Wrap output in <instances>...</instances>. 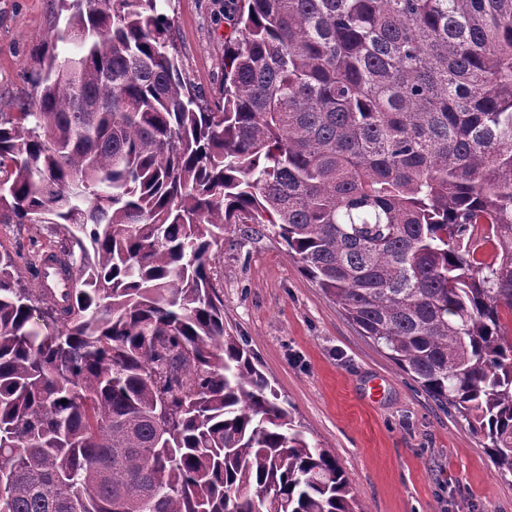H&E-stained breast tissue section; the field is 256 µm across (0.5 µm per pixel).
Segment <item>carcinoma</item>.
Returning a JSON list of instances; mask_svg holds the SVG:
<instances>
[{
  "instance_id": "cac0c4a2",
  "label": "carcinoma",
  "mask_w": 512,
  "mask_h": 512,
  "mask_svg": "<svg viewBox=\"0 0 512 512\" xmlns=\"http://www.w3.org/2000/svg\"><path fill=\"white\" fill-rule=\"evenodd\" d=\"M161 2L57 0L0 113V224L61 238L0 244V512H367L224 329L229 224L512 476V0H236L213 105ZM39 225L37 227L34 225L19 227L16 224H0V242L22 256L28 251L37 249L41 243L44 244L50 239L57 240L52 234L50 226Z\"/></svg>"
}]
</instances>
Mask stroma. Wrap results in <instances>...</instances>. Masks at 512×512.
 <instances>
[{
    "instance_id": "35a3bbf8",
    "label": "stroma",
    "mask_w": 512,
    "mask_h": 512,
    "mask_svg": "<svg viewBox=\"0 0 512 512\" xmlns=\"http://www.w3.org/2000/svg\"><path fill=\"white\" fill-rule=\"evenodd\" d=\"M232 0H172L188 81L212 97L224 82ZM54 0H0V113L32 93L35 45L63 27ZM214 285L224 327L332 452L368 512H512V478L468 422L404 375L305 277L272 230L229 225Z\"/></svg>"
}]
</instances>
